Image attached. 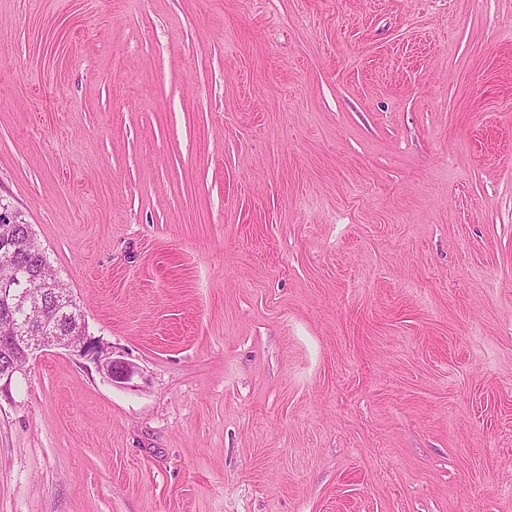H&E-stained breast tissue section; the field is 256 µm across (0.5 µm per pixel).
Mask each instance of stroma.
Returning <instances> with one entry per match:
<instances>
[{
    "instance_id": "35a3bbf8",
    "label": "stroma",
    "mask_w": 512,
    "mask_h": 512,
    "mask_svg": "<svg viewBox=\"0 0 512 512\" xmlns=\"http://www.w3.org/2000/svg\"><path fill=\"white\" fill-rule=\"evenodd\" d=\"M0 203V512H512V0H0ZM14 216L13 214H6L4 212H0V223L2 224V229L0 227V236L2 234V242L1 243V237H0V252L2 249L1 255L4 257H7V250H8V239L10 235V231L12 229V225L14 224V234L19 236L21 239H28V233H32L31 224H25L21 222V224H15L14 223ZM0 224V225H1ZM6 235H7V243L6 241ZM34 239L36 240V245L31 243L29 241V246L25 247L23 251L19 252L16 255L15 262L19 269H21L22 274L27 275L29 272H37L40 269L48 266L51 267L50 262L48 261V258L46 256L45 251L40 246L39 242L37 241L35 233ZM3 245V248H2ZM32 288L35 289V292L39 294L40 298L42 299L46 315L51 314L52 310L56 308L57 296L60 294H65L67 291L64 287V284L52 271L46 272L45 280L34 283ZM29 289L25 285L20 284L18 276L12 275L11 277L0 281V303L2 309L8 310L11 313L22 311L25 317L22 321L25 325L22 327V336H9L5 331H2V315H0V373L8 372L13 364V361L18 358L17 349H11L9 340L2 336H8L23 350L21 356V364L12 368L6 375L5 379L0 376V394L5 397L9 396L11 385L14 377L17 374L25 372L26 365L34 355V353L41 347H57L64 349L71 354L78 356H85L93 349L92 342L87 336L86 331L79 335L66 336L64 334L56 333L54 336H43L42 327L52 326L44 322L35 321V305L28 297ZM40 331L41 336L32 339L30 336L33 332ZM14 338V339H13ZM58 319L55 322L54 330H62L64 333L74 331L84 322V316L75 302L67 295V304L57 309ZM98 358L99 367L105 376L113 383L124 384L131 379L134 370L133 367L120 359H115L112 356L105 357L100 360Z\"/></svg>"
}]
</instances>
